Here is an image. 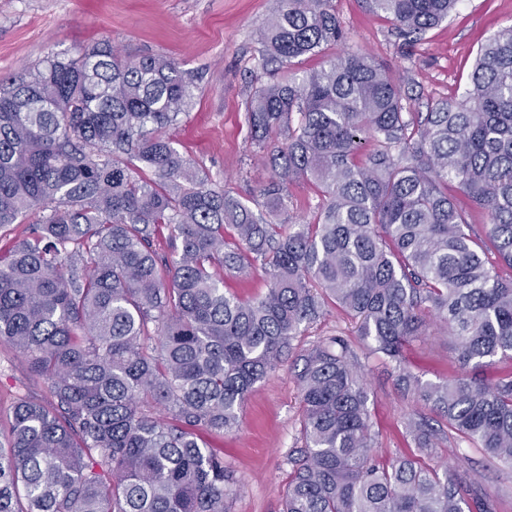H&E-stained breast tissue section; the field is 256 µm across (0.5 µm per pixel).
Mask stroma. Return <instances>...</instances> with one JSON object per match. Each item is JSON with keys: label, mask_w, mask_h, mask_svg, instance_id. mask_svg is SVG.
<instances>
[{"label": "stroma", "mask_w": 512, "mask_h": 512, "mask_svg": "<svg viewBox=\"0 0 512 512\" xmlns=\"http://www.w3.org/2000/svg\"><path fill=\"white\" fill-rule=\"evenodd\" d=\"M344 39L331 53L370 55L398 80L413 111L430 100L462 97L476 54L498 30L512 26V0H462L457 12L429 29L413 46L405 45L393 24L368 11L364 0H334ZM277 0H0V78L21 73L48 55L72 57L99 42L132 54H161L196 77L191 112L172 128L176 147L206 171L214 185L260 210L259 189L273 172L251 142L246 113L255 87L287 75V68L264 65L260 28ZM330 53V54H331ZM320 196L307 184L287 186L279 221L313 223ZM347 338L362 363L368 406L378 435L377 454L387 460L406 453L402 422L420 403L399 389L392 368L368 354L354 322L329 309L306 325L290 355L247 394L237 429L206 442L223 449L224 463L237 480L231 512H281L292 471L290 458L301 435L298 353L329 336ZM405 363L423 380L437 382L458 371L454 347L436 323L405 352ZM23 360L0 343V416L14 396H41ZM427 465L466 471L480 491L494 495L497 512H512V467L493 465L480 449L455 440L442 442Z\"/></svg>", "instance_id": "stroma-1"}]
</instances>
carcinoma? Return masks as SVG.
Returning a JSON list of instances; mask_svg holds the SVG:
<instances>
[{
    "mask_svg": "<svg viewBox=\"0 0 512 512\" xmlns=\"http://www.w3.org/2000/svg\"><path fill=\"white\" fill-rule=\"evenodd\" d=\"M277 3L262 61L342 38L333 0ZM365 3L412 44L460 0ZM195 89L170 58L109 43L0 81V237L36 216L0 254V341L44 390L16 396L0 428V512H229L235 478L201 433L237 427L248 391L330 304L441 426L407 416L413 448L379 459L357 352L318 342L300 354L305 446L282 512H495L466 475L422 459L450 432L512 466V26L481 46L466 95L425 113L366 54L255 88L253 143L285 136L258 212L167 134ZM297 182L324 197L317 221L275 223ZM257 265L263 296L224 292V274ZM425 312L457 354L460 373L439 382L401 357Z\"/></svg>",
    "mask_w": 512,
    "mask_h": 512,
    "instance_id": "obj_1",
    "label": "carcinoma"
}]
</instances>
